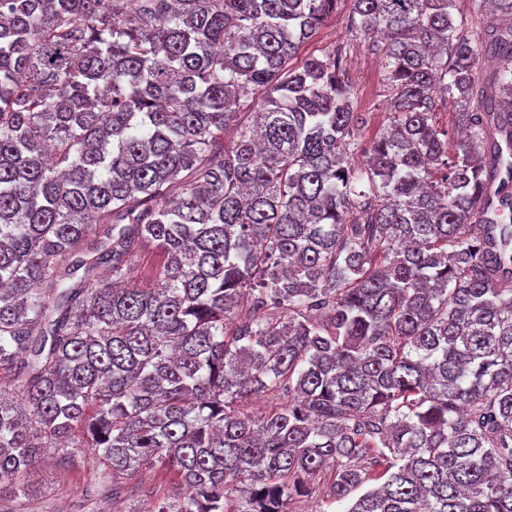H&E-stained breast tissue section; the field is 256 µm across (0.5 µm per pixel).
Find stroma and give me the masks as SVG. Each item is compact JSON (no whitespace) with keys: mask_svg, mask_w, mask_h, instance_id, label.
Returning <instances> with one entry per match:
<instances>
[{"mask_svg":"<svg viewBox=\"0 0 512 512\" xmlns=\"http://www.w3.org/2000/svg\"><path fill=\"white\" fill-rule=\"evenodd\" d=\"M350 4L342 0L335 16L301 50L320 54L335 45H346L354 88L355 111L365 119L364 139H371L388 122L387 103L392 94L384 79L382 57L372 41L353 37L348 27ZM104 466L88 449L64 453L46 449L26 477L24 497L0 494V512H149L151 494L176 496L179 486L170 471L157 467L128 482L121 497L102 486Z\"/></svg>","mask_w":512,"mask_h":512,"instance_id":"obj_1","label":"stroma"}]
</instances>
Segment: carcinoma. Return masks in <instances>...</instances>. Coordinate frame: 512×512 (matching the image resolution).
I'll return each instance as SVG.
<instances>
[{"mask_svg":"<svg viewBox=\"0 0 512 512\" xmlns=\"http://www.w3.org/2000/svg\"><path fill=\"white\" fill-rule=\"evenodd\" d=\"M351 2L366 146L347 49L293 64L337 0H0L1 487L90 448L153 512H512V0ZM350 0H343L333 16L318 31L314 38L301 50L300 57L315 54L335 45L347 44L348 63L355 112H361L365 119L362 131L364 139L369 141L388 121V99L392 90L384 80L381 53L372 40L356 38L350 34L348 15ZM161 260L160 255L155 250H145L134 258L131 266V276L137 284L154 287L156 284L153 280L154 271ZM289 508V511L296 512H319V510L339 512L340 510H344L338 503L330 507L326 504H322L321 496H319L318 493L296 498V500L289 505Z\"/></svg>","mask_w":512,"mask_h":512,"instance_id":"carcinoma-1","label":"carcinoma"}]
</instances>
